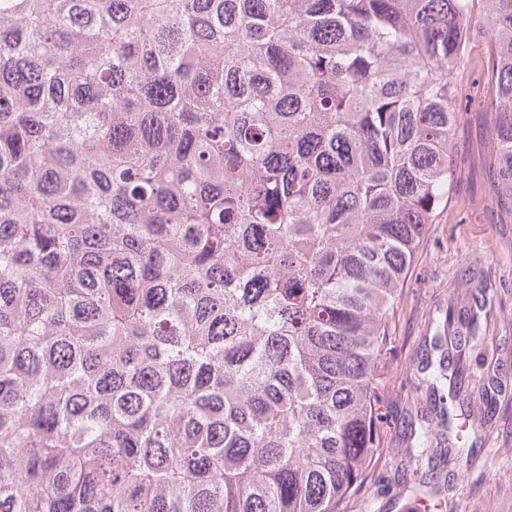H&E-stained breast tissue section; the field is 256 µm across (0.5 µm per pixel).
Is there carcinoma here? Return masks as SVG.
Here are the masks:
<instances>
[{
	"label": "carcinoma",
	"mask_w": 512,
	"mask_h": 512,
	"mask_svg": "<svg viewBox=\"0 0 512 512\" xmlns=\"http://www.w3.org/2000/svg\"><path fill=\"white\" fill-rule=\"evenodd\" d=\"M472 41L511 224L512 0H0V512H344Z\"/></svg>",
	"instance_id": "carcinoma-1"
}]
</instances>
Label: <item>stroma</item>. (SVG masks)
<instances>
[{"mask_svg": "<svg viewBox=\"0 0 512 512\" xmlns=\"http://www.w3.org/2000/svg\"><path fill=\"white\" fill-rule=\"evenodd\" d=\"M467 109L453 153L458 205L429 226L408 274L385 369L384 450L368 480L367 499L350 500L346 512H412L414 500L402 487L403 475L414 467L404 453L412 444L407 423L426 406L425 391L414 384L423 377L438 324L482 288L487 300L477 314L488 337L486 361L476 366L466 354L452 361L473 394L457 412L468 418L476 453L470 460L449 456V501L454 512H512V224L499 223L492 189L473 176L485 130L475 104ZM498 373L509 378L506 394L481 401L480 378Z\"/></svg>", "mask_w": 512, "mask_h": 512, "instance_id": "obj_1", "label": "stroma"}]
</instances>
